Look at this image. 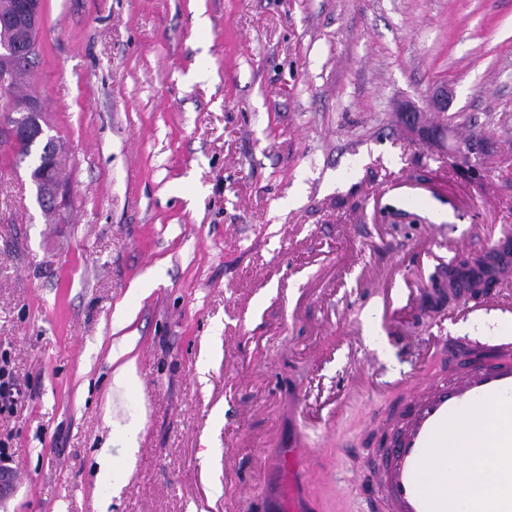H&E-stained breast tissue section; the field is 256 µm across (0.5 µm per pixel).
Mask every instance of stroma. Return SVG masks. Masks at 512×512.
<instances>
[{
    "instance_id": "35a3bbf8",
    "label": "stroma",
    "mask_w": 512,
    "mask_h": 512,
    "mask_svg": "<svg viewBox=\"0 0 512 512\" xmlns=\"http://www.w3.org/2000/svg\"><path fill=\"white\" fill-rule=\"evenodd\" d=\"M42 5L20 93L63 144L69 204L45 213L0 149V353L21 390L0 512H270L264 459L298 427L319 512H385L363 491L410 395L385 381L512 344V316L482 310L512 276L435 301L512 232V0ZM444 83L452 139L486 144L471 172L399 119ZM132 350L133 348L129 345L120 346L119 349L113 347L112 364L115 367L112 371V389L116 392L125 390L135 377V359L129 358L120 362Z\"/></svg>"
}]
</instances>
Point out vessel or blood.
Segmentation results:
<instances>
[{
  "label": "vessel or blood",
  "mask_w": 512,
  "mask_h": 512,
  "mask_svg": "<svg viewBox=\"0 0 512 512\" xmlns=\"http://www.w3.org/2000/svg\"><path fill=\"white\" fill-rule=\"evenodd\" d=\"M504 448H512V362L485 354L464 377L436 382L416 399L378 490L395 512H471L468 488L448 473L479 461L484 480L498 489L491 512H512V464L499 459ZM315 462L306 434L294 433L279 465V512H316L307 488Z\"/></svg>",
  "instance_id": "1"
}]
</instances>
